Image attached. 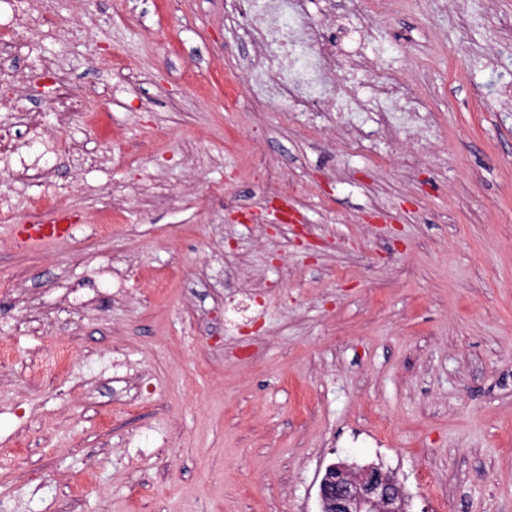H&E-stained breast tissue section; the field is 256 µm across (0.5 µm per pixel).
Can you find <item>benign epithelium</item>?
<instances>
[{
  "mask_svg": "<svg viewBox=\"0 0 512 512\" xmlns=\"http://www.w3.org/2000/svg\"><path fill=\"white\" fill-rule=\"evenodd\" d=\"M319 512H407V496L397 477L371 464L328 465L318 485Z\"/></svg>",
  "mask_w": 512,
  "mask_h": 512,
  "instance_id": "benign-epithelium-1",
  "label": "benign epithelium"
}]
</instances>
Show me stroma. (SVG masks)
Segmentation results:
<instances>
[{
  "mask_svg": "<svg viewBox=\"0 0 512 512\" xmlns=\"http://www.w3.org/2000/svg\"><path fill=\"white\" fill-rule=\"evenodd\" d=\"M42 2L73 123L37 63L17 89L99 165L56 164L79 222L27 250L33 190L0 176V512H318L341 461L409 512H512V0L375 15L441 136L360 144L329 112L226 109L252 48L224 0Z\"/></svg>",
  "mask_w": 512,
  "mask_h": 512,
  "instance_id": "obj_1",
  "label": "stroma"
}]
</instances>
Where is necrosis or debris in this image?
Masks as SVG:
<instances>
[{
  "label": "necrosis or debris",
  "instance_id": "1",
  "mask_svg": "<svg viewBox=\"0 0 512 512\" xmlns=\"http://www.w3.org/2000/svg\"><path fill=\"white\" fill-rule=\"evenodd\" d=\"M330 0H225L224 24L233 28L239 13H246L243 34L253 47L246 77L255 97L274 102L291 120L313 107L346 113L350 129L360 140L396 137L395 113L405 122L423 124L424 106L403 77L374 68L369 56L351 59L341 45L364 43L369 16L367 0H349L340 19L328 18ZM6 32L0 33V56L36 57L54 30L28 0H18ZM371 73L374 93L369 99L342 91L353 73ZM41 136L37 114L25 111L18 98L0 95V139L12 146L1 170L15 181L40 184L45 199L54 196L50 168L31 158L27 141Z\"/></svg>",
  "mask_w": 512,
  "mask_h": 512
}]
</instances>
